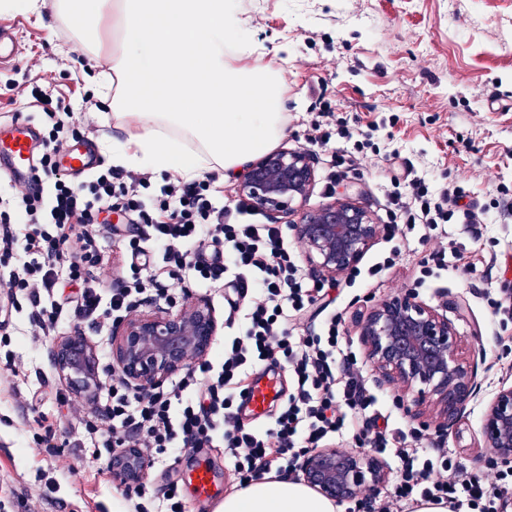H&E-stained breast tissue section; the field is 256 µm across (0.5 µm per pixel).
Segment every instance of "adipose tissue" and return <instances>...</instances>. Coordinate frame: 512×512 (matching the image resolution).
Wrapping results in <instances>:
<instances>
[{
  "instance_id": "ef3b65f1",
  "label": "adipose tissue",
  "mask_w": 512,
  "mask_h": 512,
  "mask_svg": "<svg viewBox=\"0 0 512 512\" xmlns=\"http://www.w3.org/2000/svg\"><path fill=\"white\" fill-rule=\"evenodd\" d=\"M36 18L75 23L100 103L111 110L112 163L172 170L192 181L242 171L284 136L281 72L255 52L233 0H0ZM112 67L101 69L103 21ZM252 99L254 108L242 107ZM219 512H336L303 482L266 474L225 497Z\"/></svg>"
}]
</instances>
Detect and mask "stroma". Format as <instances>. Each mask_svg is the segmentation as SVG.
<instances>
[{
  "label": "stroma",
  "mask_w": 512,
  "mask_h": 512,
  "mask_svg": "<svg viewBox=\"0 0 512 512\" xmlns=\"http://www.w3.org/2000/svg\"><path fill=\"white\" fill-rule=\"evenodd\" d=\"M249 23L253 62L280 69L286 135L280 147L302 151L315 121L370 133L381 155H396L415 176L435 189L462 187L464 204L481 222L430 229L398 226L381 233L362 266L397 251L396 264L378 276L336 290V311L344 317L349 346L361 352L357 313L366 301L404 290L447 316L460 336V355L479 364L480 389L467 414L452 430L436 426L439 410L427 406L423 433L432 446L449 450L467 467L482 469L487 447L481 436L485 405L500 386L512 385V316L494 315L492 302L512 296V214L499 206L512 196V0H234ZM0 23L15 25L23 50L16 63L0 68V122L22 118L41 125L35 95L51 94L68 111L84 139L99 145L111 134L99 101L79 75L86 57L68 24L47 16L36 20L16 9H0ZM27 88L24 96L16 87ZM316 185L307 199L317 208L349 191L377 224L386 221L391 171L366 162L330 181L323 153H316ZM448 246V267L437 269L431 254L437 241ZM476 262V270L463 266ZM228 283L175 290L172 312L207 302L225 321ZM11 344L0 346V362L13 356L18 369H0V512H130L123 485L106 473L105 460L73 445L71 425L59 421V457L33 438L38 412L55 414L61 399L91 405L90 394L73 395L52 367L49 345L34 340L26 310L8 316ZM376 409L391 431L410 432L414 423L363 365ZM40 394L37 409L28 399ZM73 461L76 472L58 467ZM202 461L215 471L209 495L192 487L181 493L189 512H217L239 482L220 448L184 450L176 467ZM56 489L39 490L48 481Z\"/></svg>",
  "instance_id": "stroma-1"
}]
</instances>
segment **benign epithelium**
I'll use <instances>...</instances> for the list:
<instances>
[{
  "label": "benign epithelium",
  "mask_w": 512,
  "mask_h": 512,
  "mask_svg": "<svg viewBox=\"0 0 512 512\" xmlns=\"http://www.w3.org/2000/svg\"><path fill=\"white\" fill-rule=\"evenodd\" d=\"M316 182L314 155L280 149L254 162L239 192L274 223L290 216L297 238L307 247L315 272L331 278L356 267L381 231L368 211L350 196L317 209H293L305 201ZM359 336L364 359L379 371L378 383L398 392L397 402L415 421L419 406L433 400L440 406L441 428L456 425L474 398L478 365L458 354V336L448 318L418 299L413 291L380 300L360 313ZM217 331L211 307L162 312L122 320L112 326V370L140 392L161 388L167 379L209 354ZM50 361L70 389L81 394L101 382L94 346L85 336L53 341ZM482 436L493 449V461L512 462V387H503L487 403ZM304 483L337 502L375 494L386 482L381 461L366 452L309 449L299 460ZM148 461L139 448L112 455V480L128 487L141 484Z\"/></svg>",
  "instance_id": "7a95c632"
}]
</instances>
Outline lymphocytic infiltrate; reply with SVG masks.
<instances>
[{"label": "lymphocytic infiltrate", "instance_id": "1", "mask_svg": "<svg viewBox=\"0 0 512 512\" xmlns=\"http://www.w3.org/2000/svg\"><path fill=\"white\" fill-rule=\"evenodd\" d=\"M44 114L42 154L36 183L20 185L21 205L0 210V259L11 258L25 240L27 262L8 281L11 306L26 302L39 335H55L62 317L102 332L144 301L171 303L169 281L195 284L230 280L228 323L222 353L199 362L175 381L152 392L132 390L120 377L102 382L107 432L78 427V447L94 458L125 448H150V467L169 481L155 512H187L172 479L176 450L221 446L240 481L261 473L293 470L300 450L350 438L355 446L371 440L380 454H394L396 476L374 512H403L416 497L448 501L455 512H512V466L495 481L455 461L447 449H420L419 434L369 435L376 404L355 353L349 351L338 313L325 314L318 327L293 334L301 319L328 291L310 286L281 228L257 224L255 209L238 201L219 205L203 182H168L144 197L146 177L120 169L96 168L74 181L59 170L56 154L74 130L51 99L38 97ZM124 214V225L110 213ZM455 215L448 196L425 180L394 182L388 226L438 227ZM122 238L128 269L112 287H101L97 269L106 257L100 234ZM75 285L65 294L61 281ZM285 363L294 387L270 427L244 425L236 391H247L253 365Z\"/></svg>", "mask_w": 512, "mask_h": 512}]
</instances>
